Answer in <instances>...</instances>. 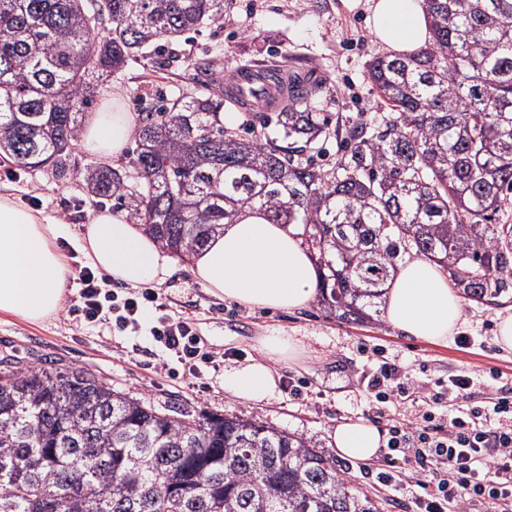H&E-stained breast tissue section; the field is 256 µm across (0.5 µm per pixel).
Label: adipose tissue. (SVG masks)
Returning a JSON list of instances; mask_svg holds the SVG:
<instances>
[{"instance_id":"obj_1","label":"adipose tissue","mask_w":512,"mask_h":512,"mask_svg":"<svg viewBox=\"0 0 512 512\" xmlns=\"http://www.w3.org/2000/svg\"><path fill=\"white\" fill-rule=\"evenodd\" d=\"M365 7L375 41L398 54H411L430 39L422 0H348ZM135 129V116L121 99L110 98L86 127L80 145L94 155H118ZM59 231L31 210L0 196V312L38 322L62 306L69 270L53 241ZM82 248L92 264L113 279L137 287L159 279L174 261L142 225L124 213L102 211L87 224ZM191 275L209 293L246 308L295 309L316 290L314 263L293 227L272 224L263 213L245 210L187 260ZM463 301L430 261L412 258L399 265L385 295L383 315L393 327L434 344L447 343L463 322ZM261 357L224 371V389L247 401H262L278 390L275 363L297 361L304 350L289 336L260 339ZM336 449L371 459L385 441L374 425L338 424Z\"/></svg>"}]
</instances>
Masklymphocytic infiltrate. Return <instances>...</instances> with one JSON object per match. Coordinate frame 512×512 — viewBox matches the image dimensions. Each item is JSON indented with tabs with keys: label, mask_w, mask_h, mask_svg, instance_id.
Masks as SVG:
<instances>
[{
	"label": "lymphocytic infiltrate",
	"mask_w": 512,
	"mask_h": 512,
	"mask_svg": "<svg viewBox=\"0 0 512 512\" xmlns=\"http://www.w3.org/2000/svg\"><path fill=\"white\" fill-rule=\"evenodd\" d=\"M80 303L74 315L87 324L111 320L118 332L137 334L146 308L156 306L152 289L119 294L109 275L83 266L77 270ZM154 340L175 356L183 370L198 376L209 356L187 321L159 315L150 329ZM474 380L452 375L440 382L431 396V407H418L389 429L381 484L411 483L417 486L416 512H474L490 505L496 512H512V396L494 399V425L481 421V408H464ZM414 384L394 364H383L379 376L367 384L373 401L404 403ZM448 403L446 418H437L434 407Z\"/></svg>",
	"instance_id": "1"
}]
</instances>
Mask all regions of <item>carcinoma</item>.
Listing matches in <instances>:
<instances>
[{"mask_svg":"<svg viewBox=\"0 0 512 512\" xmlns=\"http://www.w3.org/2000/svg\"><path fill=\"white\" fill-rule=\"evenodd\" d=\"M230 0H0V152L69 172L100 82L231 20ZM431 41L367 73L391 115L331 127L307 110L310 70L262 69L266 99L235 73L207 97L141 113L128 161L87 170L164 248L188 256L245 208L294 224L321 306L350 323L381 313L404 255L450 273L477 303L512 290V0H424ZM275 133L224 127V99ZM279 112L268 115L270 105ZM335 135L336 162L307 149ZM0 512H372L336 459L236 413L162 414L85 369L0 376Z\"/></svg>","mask_w":512,"mask_h":512,"instance_id":"1","label":"carcinoma"}]
</instances>
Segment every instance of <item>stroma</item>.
<instances>
[{"label":"stroma","mask_w":512,"mask_h":512,"mask_svg":"<svg viewBox=\"0 0 512 512\" xmlns=\"http://www.w3.org/2000/svg\"><path fill=\"white\" fill-rule=\"evenodd\" d=\"M232 14V22L224 27H206L172 44L159 41L151 52V66L130 64L104 82L91 112H98L113 94L137 115L166 98L208 94V87L187 69L189 57L212 61L219 79L250 62L293 58L304 60L323 85L310 103L312 111L342 126L388 115L366 74L369 61L386 50L373 42L362 10H349L346 0H233ZM115 162V157L76 149L70 174L57 179L21 170L12 157L1 154L0 195L39 213L45 223L59 225L62 234L56 245L74 251L75 263L83 266L87 260L79 251L80 232L102 207L101 200L87 190L84 174L88 168ZM152 287L166 313L192 322L212 354L200 378L165 371L171 355L147 336H118L108 323L91 326L62 311L38 323L0 313V370L85 368L112 389L150 403L159 412L243 414L302 436L331 455L336 452L332 433L337 424L361 419L388 431L395 408L388 403L375 409L364 382L382 363L401 366L418 384L455 374L472 376L474 406H487L499 388L512 389V349L494 340L500 317L512 313V293L495 305L465 301L459 333L470 343L463 346L453 339L445 345L415 339L382 318L347 324L325 312L315 299L288 312L244 308L199 286L181 260ZM271 333L297 337L306 349L300 362L277 364L278 393L252 402L225 392V366L256 356L257 337ZM292 382L304 383L301 396L291 395ZM336 467L378 512H413L411 489L380 484L378 474L385 469L382 456L368 461L337 457Z\"/></svg>","instance_id":"stroma-1"}]
</instances>
